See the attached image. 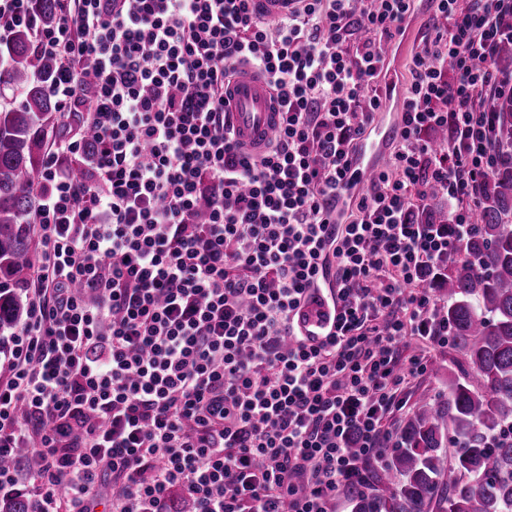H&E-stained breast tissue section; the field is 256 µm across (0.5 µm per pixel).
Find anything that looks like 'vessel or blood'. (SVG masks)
Here are the masks:
<instances>
[{"instance_id":"b4317fda","label":"vessel or blood","mask_w":512,"mask_h":512,"mask_svg":"<svg viewBox=\"0 0 512 512\" xmlns=\"http://www.w3.org/2000/svg\"><path fill=\"white\" fill-rule=\"evenodd\" d=\"M252 6L263 18L281 19L296 8L297 0H252ZM226 100L236 140L255 153L267 149L279 126V114L267 84L249 68H242L230 84ZM319 309V304L313 303L295 317L298 334L320 336L329 329L330 322L320 316Z\"/></svg>"}]
</instances>
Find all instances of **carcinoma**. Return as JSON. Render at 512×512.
I'll use <instances>...</instances> for the list:
<instances>
[{
  "instance_id": "cac0c4a2",
  "label": "carcinoma",
  "mask_w": 512,
  "mask_h": 512,
  "mask_svg": "<svg viewBox=\"0 0 512 512\" xmlns=\"http://www.w3.org/2000/svg\"><path fill=\"white\" fill-rule=\"evenodd\" d=\"M43 26L57 20V0H33ZM0 330L22 318L24 287L36 250L34 184L56 113L51 82L57 63L34 51L17 27L0 48ZM496 166L484 183L475 228L448 255L438 281L461 374L448 392H425L405 421L378 476L384 494L342 490L354 512H512V97H495Z\"/></svg>"
}]
</instances>
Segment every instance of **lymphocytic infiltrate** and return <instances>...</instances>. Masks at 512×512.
I'll use <instances>...</instances> for the list:
<instances>
[{
	"label": "lymphocytic infiltrate",
	"mask_w": 512,
	"mask_h": 512,
	"mask_svg": "<svg viewBox=\"0 0 512 512\" xmlns=\"http://www.w3.org/2000/svg\"><path fill=\"white\" fill-rule=\"evenodd\" d=\"M412 2L302 0L266 22L251 0H60L45 27L0 0V45L33 31L77 127L45 155L26 316L0 356V500L336 512L342 486L369 490L386 420L448 343L430 288L495 165L480 100L512 95L495 65L512 0H435L390 163L354 190ZM246 66L280 106L259 156L224 98ZM433 185L456 211L415 222ZM325 286L332 330L295 335Z\"/></svg>",
	"instance_id": "1"
}]
</instances>
